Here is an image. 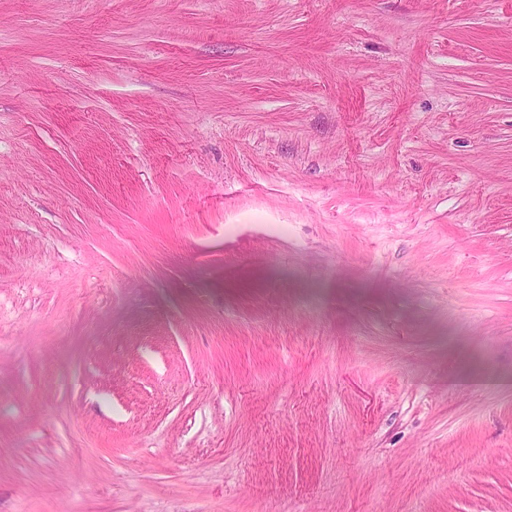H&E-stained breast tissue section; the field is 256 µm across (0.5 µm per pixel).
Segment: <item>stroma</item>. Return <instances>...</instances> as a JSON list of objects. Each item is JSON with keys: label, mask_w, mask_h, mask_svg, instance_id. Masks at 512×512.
Wrapping results in <instances>:
<instances>
[{"label": "stroma", "mask_w": 512, "mask_h": 512, "mask_svg": "<svg viewBox=\"0 0 512 512\" xmlns=\"http://www.w3.org/2000/svg\"><path fill=\"white\" fill-rule=\"evenodd\" d=\"M0 512H512V0H0Z\"/></svg>", "instance_id": "1"}]
</instances>
